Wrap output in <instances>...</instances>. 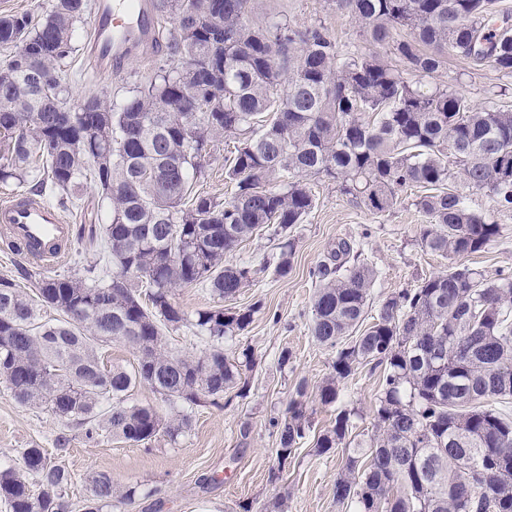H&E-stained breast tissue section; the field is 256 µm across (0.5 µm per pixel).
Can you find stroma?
<instances>
[{
  "mask_svg": "<svg viewBox=\"0 0 512 512\" xmlns=\"http://www.w3.org/2000/svg\"><path fill=\"white\" fill-rule=\"evenodd\" d=\"M253 5L251 20L285 19L297 27L320 24L344 50L369 52L374 48L351 18L330 7L327 0H254ZM428 83L459 90L477 103L502 92L512 97L511 76L455 57ZM311 186L315 207L294 229L296 253L288 277L263 269L264 260L275 252L266 235L244 241L230 257L231 262L260 268L253 285L228 303L232 309L257 301L263 305L250 327L224 345L230 356L244 347L252 349L255 365L245 374L246 388L227 391L222 407H194L191 430L174 443L165 437L144 445L104 438L96 442L73 439L61 458L74 475L71 504L83 500L90 476L106 472L118 484L138 489L132 500L113 502L111 512H242L245 504L252 512H261L281 494L288 497V512H343L334 500V482L343 455H315L314 445L320 431L345 408L357 412L355 433L366 439L372 428L379 377L360 369L335 405L325 407L314 400L319 384L331 371L333 354L310 334L315 290L310 272L331 243L365 237V253L382 271L367 309L373 317L386 296L417 287L422 278L443 270L446 262L423 253L416 242L423 219L412 204L415 190H405L393 208L374 214L348 201L334 184L316 179ZM495 214L501 237L484 251L463 259L465 265L489 277L498 270L512 269V211ZM173 300L188 322L167 331L169 348L193 354L208 349L209 338L199 335L190 320L199 310L213 306L214 297L204 287L192 286L176 289ZM285 349L291 351L292 359L282 368L277 359ZM302 381L312 395V428L301 440L283 481L274 483L269 471L275 463L276 440L268 420L284 412ZM66 430L65 422L46 408L19 406L0 380L1 467L17 465L22 449L54 448L57 436ZM212 474L219 475V483L201 488L199 479Z\"/></svg>",
  "mask_w": 512,
  "mask_h": 512,
  "instance_id": "35a3bbf8",
  "label": "stroma"
}]
</instances>
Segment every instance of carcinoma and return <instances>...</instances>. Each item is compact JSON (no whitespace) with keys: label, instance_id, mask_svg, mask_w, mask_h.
Instances as JSON below:
<instances>
[{"label":"carcinoma","instance_id":"carcinoma-1","mask_svg":"<svg viewBox=\"0 0 512 512\" xmlns=\"http://www.w3.org/2000/svg\"><path fill=\"white\" fill-rule=\"evenodd\" d=\"M185 2L156 0L165 62L119 103L89 92L87 111L70 104L68 59L90 0H53L36 23L28 14L0 16V48L9 52L0 99L11 103L0 112V183L35 174L33 194L49 190L61 202L90 184L112 213L103 235L91 224L86 239L112 265L111 284L45 276L28 294L0 277L7 390L88 440L174 441L190 416L134 402V388L171 407H220L254 364L248 347L229 358L224 339L248 329L262 304L233 310L221 302L249 286L257 269L226 257L265 231L277 251L263 268L288 277L292 230L314 208L311 179L335 183L375 213L420 188L413 206L427 223L417 243L448 264L387 296L360 335L380 276L362 243L337 242L310 272L311 335L335 353L318 388L321 405L335 404L359 368L380 371L369 439L353 443L352 413L341 409L314 452L342 450L334 497L350 512H512V416L493 405L512 400V273L488 278L459 262L501 233L467 193L512 209V103L495 96L477 104L421 82L451 56L512 76V18L496 14V0H330L372 42L390 44L400 68L378 52L343 50L321 25L252 23L253 0H217L220 10L197 24L184 22ZM37 73L51 77L48 90ZM226 137L232 196L193 192ZM197 285L219 301L194 323L211 345L176 353L165 330L186 318L173 292ZM43 309L63 319L45 320ZM115 341L135 353L134 370L104 363L101 346ZM306 391L299 384L284 414L269 420L278 441L274 483L310 431ZM470 471L480 478L463 493ZM72 485L71 471L44 448H25L20 465L0 468L9 512H67ZM136 492L100 472L84 502L103 512Z\"/></svg>","mask_w":512,"mask_h":512}]
</instances>
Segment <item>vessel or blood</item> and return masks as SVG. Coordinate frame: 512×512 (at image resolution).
Segmentation results:
<instances>
[{"label": "vessel or blood", "instance_id": "obj_1", "mask_svg": "<svg viewBox=\"0 0 512 512\" xmlns=\"http://www.w3.org/2000/svg\"><path fill=\"white\" fill-rule=\"evenodd\" d=\"M90 30L88 56L105 82L131 56L152 52L154 0H95ZM0 239L21 246L38 264L54 268L70 253L72 227L54 208L16 194L0 200Z\"/></svg>", "mask_w": 512, "mask_h": 512}]
</instances>
